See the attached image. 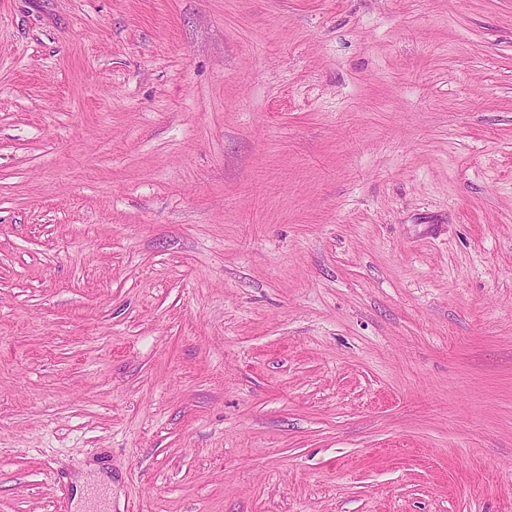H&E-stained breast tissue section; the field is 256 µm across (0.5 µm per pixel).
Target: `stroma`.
<instances>
[{
  "instance_id": "35a3bbf8",
  "label": "stroma",
  "mask_w": 512,
  "mask_h": 512,
  "mask_svg": "<svg viewBox=\"0 0 512 512\" xmlns=\"http://www.w3.org/2000/svg\"><path fill=\"white\" fill-rule=\"evenodd\" d=\"M81 478L512 512V0H0V512Z\"/></svg>"
}]
</instances>
